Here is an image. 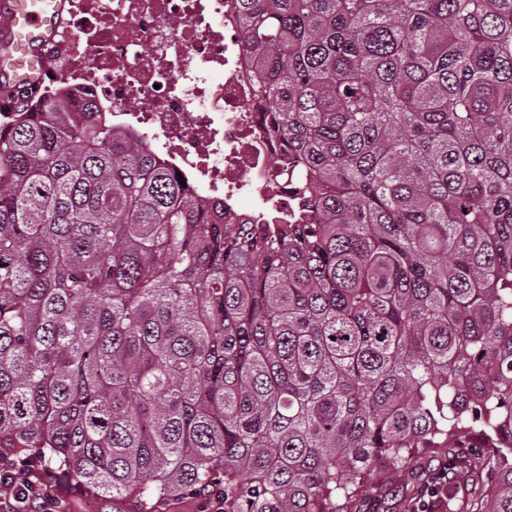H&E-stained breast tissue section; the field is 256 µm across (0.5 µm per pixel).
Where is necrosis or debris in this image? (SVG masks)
I'll use <instances>...</instances> for the list:
<instances>
[{
  "label": "necrosis or debris",
  "mask_w": 512,
  "mask_h": 512,
  "mask_svg": "<svg viewBox=\"0 0 512 512\" xmlns=\"http://www.w3.org/2000/svg\"><path fill=\"white\" fill-rule=\"evenodd\" d=\"M49 53V95L111 113L198 199L251 224L293 217L299 168L265 132L233 0H71Z\"/></svg>",
  "instance_id": "necrosis-or-debris-1"
}]
</instances>
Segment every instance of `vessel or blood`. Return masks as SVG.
Returning <instances> with one entry per match:
<instances>
[{
	"mask_svg": "<svg viewBox=\"0 0 512 512\" xmlns=\"http://www.w3.org/2000/svg\"><path fill=\"white\" fill-rule=\"evenodd\" d=\"M67 0H0V82L40 84L49 67L45 49L60 34Z\"/></svg>",
	"mask_w": 512,
	"mask_h": 512,
	"instance_id": "vessel-or-blood-1",
	"label": "vessel or blood"
}]
</instances>
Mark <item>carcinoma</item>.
<instances>
[{
    "label": "carcinoma",
    "instance_id": "cac0c4a2",
    "mask_svg": "<svg viewBox=\"0 0 512 512\" xmlns=\"http://www.w3.org/2000/svg\"><path fill=\"white\" fill-rule=\"evenodd\" d=\"M234 2L291 223L0 88V454L131 512H388L442 450L512 512V0ZM413 481L410 475L404 471H390L388 475V481L386 484L388 492V504L393 507L390 512L397 511L403 512V508L400 504V495L398 496V490L401 487H405Z\"/></svg>",
    "mask_w": 512,
    "mask_h": 512
}]
</instances>
